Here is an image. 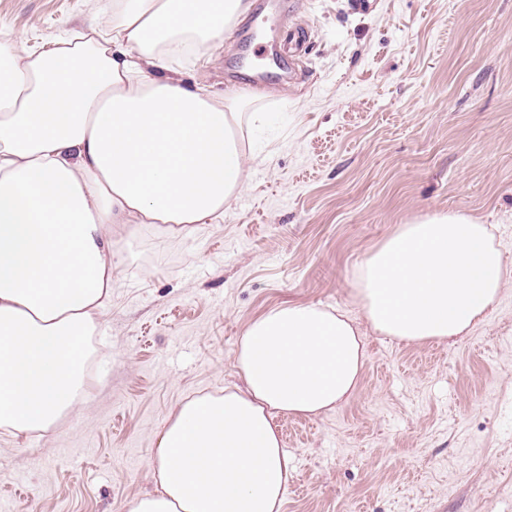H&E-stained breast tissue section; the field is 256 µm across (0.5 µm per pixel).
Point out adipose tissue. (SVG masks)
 Masks as SVG:
<instances>
[{
    "label": "adipose tissue",
    "instance_id": "obj_1",
    "mask_svg": "<svg viewBox=\"0 0 512 512\" xmlns=\"http://www.w3.org/2000/svg\"><path fill=\"white\" fill-rule=\"evenodd\" d=\"M108 30L31 52L0 44V428L48 431L79 408L87 346L144 224L190 235L224 219L256 159L257 92L185 87L170 58L223 42L249 0H102ZM262 121L261 113L249 115ZM354 319L288 303L241 336V384L182 403L130 512H280L291 461L276 418L346 402L363 328L421 344L468 335L506 281L486 225L439 212L398 227L356 271Z\"/></svg>",
    "mask_w": 512,
    "mask_h": 512
}]
</instances>
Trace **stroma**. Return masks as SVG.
I'll return each mask as SVG.
<instances>
[{
    "label": "stroma",
    "mask_w": 512,
    "mask_h": 512,
    "mask_svg": "<svg viewBox=\"0 0 512 512\" xmlns=\"http://www.w3.org/2000/svg\"><path fill=\"white\" fill-rule=\"evenodd\" d=\"M98 0H0V43L44 50L103 26ZM254 15L180 70L220 95L267 89L263 160L223 222L123 237L122 285L90 343L87 403L46 433H0V512H127L155 492L156 436L184 401L240 383L247 324L288 302L352 309L354 273L398 225L455 210L512 270V0H288L304 33L256 81ZM356 392L277 424L280 512H512V277L468 336L367 335Z\"/></svg>",
    "instance_id": "obj_1"
}]
</instances>
